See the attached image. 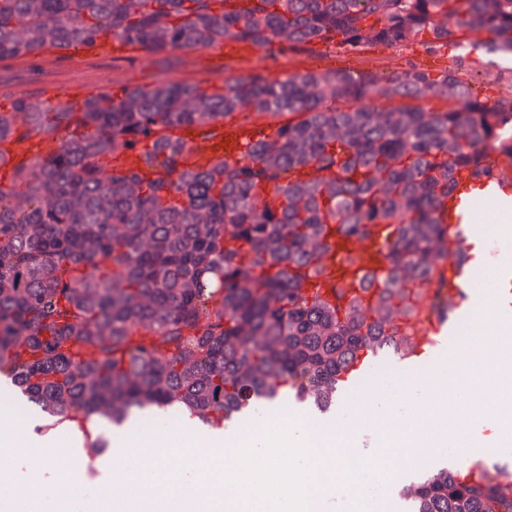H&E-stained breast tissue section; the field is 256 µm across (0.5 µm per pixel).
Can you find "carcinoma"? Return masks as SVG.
Wrapping results in <instances>:
<instances>
[{
    "mask_svg": "<svg viewBox=\"0 0 512 512\" xmlns=\"http://www.w3.org/2000/svg\"><path fill=\"white\" fill-rule=\"evenodd\" d=\"M0 0V69L40 73L108 39L161 55L249 41L443 44L512 56V0ZM0 110V379L45 429L150 406L228 427L266 404L328 412L380 354L451 317L470 255L441 209L458 174L512 185V96L458 70L306 68L219 85L110 83L80 106L13 92ZM428 99L448 109L426 108ZM239 116L277 126L239 160L192 164L170 136ZM408 512H512V473L464 460L402 487Z\"/></svg>",
    "mask_w": 512,
    "mask_h": 512,
    "instance_id": "obj_1",
    "label": "carcinoma"
}]
</instances>
